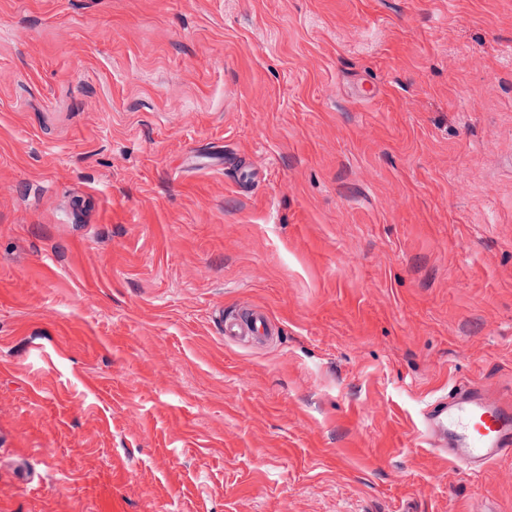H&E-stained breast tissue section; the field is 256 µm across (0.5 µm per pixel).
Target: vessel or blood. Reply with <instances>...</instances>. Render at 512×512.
<instances>
[{
    "label": "vessel or blood",
    "mask_w": 512,
    "mask_h": 512,
    "mask_svg": "<svg viewBox=\"0 0 512 512\" xmlns=\"http://www.w3.org/2000/svg\"><path fill=\"white\" fill-rule=\"evenodd\" d=\"M268 332L261 315L224 320V339L231 343ZM421 425L434 451L464 473L484 471L512 453V400L488 396L475 385L436 399L423 411Z\"/></svg>",
    "instance_id": "b4317fda"
}]
</instances>
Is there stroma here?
I'll return each mask as SVG.
<instances>
[{
    "label": "stroma",
    "instance_id": "obj_1",
    "mask_svg": "<svg viewBox=\"0 0 512 512\" xmlns=\"http://www.w3.org/2000/svg\"><path fill=\"white\" fill-rule=\"evenodd\" d=\"M470 379L512 0H0V512H512L422 433ZM269 326L262 314L248 318L224 317V340L236 343L249 337L267 336Z\"/></svg>",
    "mask_w": 512,
    "mask_h": 512
}]
</instances>
